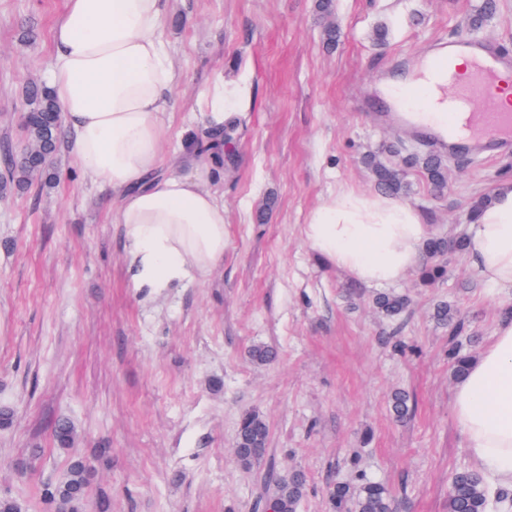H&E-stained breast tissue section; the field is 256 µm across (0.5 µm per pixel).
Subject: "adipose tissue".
<instances>
[{"mask_svg":"<svg viewBox=\"0 0 512 512\" xmlns=\"http://www.w3.org/2000/svg\"><path fill=\"white\" fill-rule=\"evenodd\" d=\"M167 13V0H65L51 38L48 84L70 151L117 201L113 221L130 243L133 283L147 295L208 275L224 259V202L208 186L212 162L192 153L169 162L161 150L178 82L164 54ZM469 71L460 59L447 80L423 66L410 81L444 109L454 104L449 85ZM431 233L408 205L346 191L317 206L303 228L314 253L370 286L419 266ZM466 238L485 283L512 288V181L488 198ZM453 414L490 487L512 486V321L499 324L459 379Z\"/></svg>","mask_w":512,"mask_h":512,"instance_id":"ef3b65f1","label":"adipose tissue"}]
</instances>
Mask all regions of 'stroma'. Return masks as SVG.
<instances>
[{
    "mask_svg": "<svg viewBox=\"0 0 512 512\" xmlns=\"http://www.w3.org/2000/svg\"><path fill=\"white\" fill-rule=\"evenodd\" d=\"M483 0H170L165 51L179 81L164 155L202 138L199 114L224 78V109L240 119L226 167L224 260L212 273L148 298L134 287L129 245L112 197L67 146L53 187L0 195V496L20 512H54L42 497L74 459L91 467L112 512H260L264 468L306 473L299 512H327L325 490L383 482L397 512H447L455 471L477 469L453 416L452 338L432 317L454 304L465 352L478 357L512 308V288L487 287L465 257L448 279L421 286L408 271L394 289L412 299L393 326L375 311L376 287L314 254L302 226L330 195L374 197L366 155L412 145L391 124L379 84L406 76L435 46L469 34L512 52V0L473 26ZM65 0H0V163L25 143V95L47 84L51 31ZM389 30L385 42L373 33ZM336 28L335 42L325 36ZM512 180V151L449 158L435 195L409 171L423 223L455 237L469 209ZM277 351L253 362L251 346ZM413 412L396 420L394 392ZM269 426L263 467L235 456L242 413ZM69 418L71 447L53 420Z\"/></svg>",
    "mask_w": 512,
    "mask_h": 512,
    "instance_id": "1",
    "label": "stroma"
}]
</instances>
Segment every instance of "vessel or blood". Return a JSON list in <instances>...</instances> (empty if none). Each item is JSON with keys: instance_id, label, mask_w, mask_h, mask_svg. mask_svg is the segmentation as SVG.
I'll list each match as a JSON object with an SVG mask.
<instances>
[{"instance_id": "vessel-or-blood-1", "label": "vessel or blood", "mask_w": 512, "mask_h": 512, "mask_svg": "<svg viewBox=\"0 0 512 512\" xmlns=\"http://www.w3.org/2000/svg\"><path fill=\"white\" fill-rule=\"evenodd\" d=\"M468 57L474 69L468 82L456 88L455 99L462 104H478L469 124H461L458 112L426 113L420 111L418 102L400 89L389 88L391 111L400 121L413 129L417 138L432 149L451 154L492 156L512 144V110L501 109L498 102L499 82L512 60L492 52L481 40L459 36L440 44L428 55L432 69L448 71L453 60Z\"/></svg>"}]
</instances>
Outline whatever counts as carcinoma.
Returning <instances> with one entry per match:
<instances>
[{
    "label": "carcinoma",
    "instance_id": "1",
    "mask_svg": "<svg viewBox=\"0 0 512 512\" xmlns=\"http://www.w3.org/2000/svg\"><path fill=\"white\" fill-rule=\"evenodd\" d=\"M31 110L23 117V129L27 140V150L17 156L11 164L6 177L0 180V192L28 191L32 185L41 181L52 182L51 157L58 149L62 126V113L50 92L46 88L31 86L28 88ZM389 158L381 159L368 156L366 159L375 182L385 194L400 197L407 190L405 169L416 168L435 188H441L447 179L444 158L427 152H412L402 156L399 145L387 146ZM402 157L401 162L393 161ZM458 253L466 251V238L459 237L454 242L448 238L436 237L426 241L424 252L428 261L419 268V279L425 286H434L448 276V246ZM378 312L388 318L396 319L406 314L410 300L405 295L379 293L374 298ZM457 310L441 301L434 307L433 317L443 327H452L453 334L459 335L462 325L456 321ZM391 410L395 417L402 419L410 412L408 396L397 391L391 398ZM55 442L62 448L70 446L75 439V428L71 421L58 418L51 423ZM269 438L266 421L257 413L244 414L237 426L235 446L239 460L248 467L261 465L264 460ZM266 484L272 487L263 503V508L271 512H298L305 495L307 476L296 471L290 475L279 476L274 470L266 473ZM90 486V467L82 460L72 461L59 480L44 489V496L55 504L56 509L64 512H83V504ZM330 512H396L395 500L390 490L382 483L365 480L357 488L336 482L328 488ZM488 499L484 488V477L476 470L464 469L456 472L448 490V512H486Z\"/></svg>",
    "mask_w": 512,
    "mask_h": 512
}]
</instances>
